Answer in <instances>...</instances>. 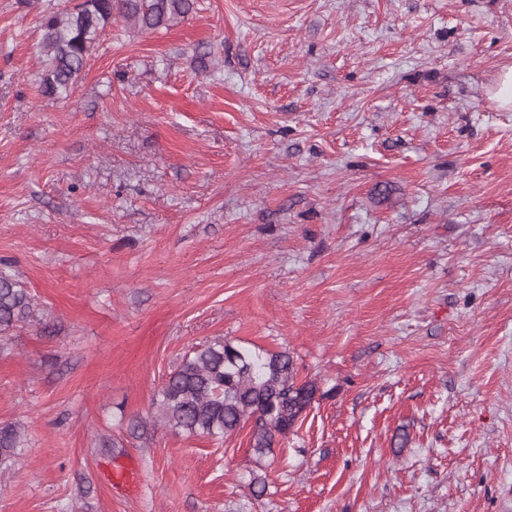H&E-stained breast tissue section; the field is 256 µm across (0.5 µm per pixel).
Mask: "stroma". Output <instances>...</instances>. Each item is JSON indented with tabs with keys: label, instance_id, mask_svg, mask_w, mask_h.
I'll use <instances>...</instances> for the list:
<instances>
[{
	"label": "stroma",
	"instance_id": "stroma-1",
	"mask_svg": "<svg viewBox=\"0 0 512 512\" xmlns=\"http://www.w3.org/2000/svg\"><path fill=\"white\" fill-rule=\"evenodd\" d=\"M70 6L0 0V512H512V0H197L51 97ZM215 339L321 390L266 455L152 406ZM33 311L29 291L10 274L0 271V334L26 321ZM24 434L15 423L0 424V475L9 471L19 455L18 448H22ZM104 479L112 492L122 497H133L142 483V475L133 461H127L119 468H110L104 473Z\"/></svg>",
	"mask_w": 512,
	"mask_h": 512
}]
</instances>
